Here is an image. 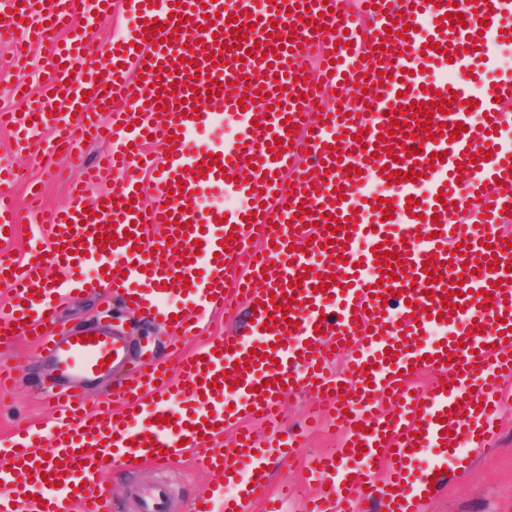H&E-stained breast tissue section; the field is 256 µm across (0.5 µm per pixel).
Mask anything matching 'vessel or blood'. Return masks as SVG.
<instances>
[{"mask_svg": "<svg viewBox=\"0 0 512 512\" xmlns=\"http://www.w3.org/2000/svg\"><path fill=\"white\" fill-rule=\"evenodd\" d=\"M343 2L130 0L127 32L100 64L93 31L77 21L84 0H0L1 31L53 45L48 93L14 87L25 104L8 117L18 149L45 130L56 151L78 153L88 136L108 145L71 185L74 205L40 213L49 234L33 262L0 251L10 288L0 342L36 335L61 378L126 371L98 404L61 393L50 453L18 426L14 448L0 456V512H112L108 471L187 452L199 468L236 477L233 494L216 486L190 512H248L259 500L264 512H282L261 470L266 449L297 445L282 438L279 420L298 391L323 395L324 415L345 432L334 453L308 465L320 491L307 512H356L375 498L411 512L449 459L494 436L501 383L512 376V282L492 267L512 261L497 230L512 207V77L478 97L472 88L494 67V47L512 45V0H353L349 10ZM453 11L464 22L449 28ZM154 19L165 29L146 36ZM236 30L241 47L227 50ZM273 49L280 55L271 61ZM186 57L187 73L177 72ZM364 73L367 93L356 84ZM324 88L335 100L313 115ZM435 95L454 103L432 114V139L409 156L405 136L420 124L386 129ZM473 98L477 107L467 108ZM99 106L111 111L110 125L100 124ZM227 119L231 140L194 142ZM168 137V157L146 153L149 141ZM200 162L206 173L196 172ZM145 169L154 174L149 206L138 189ZM398 170L418 176L391 180ZM116 171L124 179L114 194L85 207L87 185ZM15 179L0 167V241L17 224ZM207 190L242 204L203 208ZM383 199L393 218L378 211ZM332 217L341 230H328ZM380 250L393 253L391 266L377 263ZM89 264L97 276L87 286L100 303L148 311L172 335L196 339L203 320L241 303L251 309L249 330L207 338L173 360L146 346L128 366L127 344L107 324L59 326L44 272L56 268L70 283ZM332 275L337 283L327 284ZM341 353L348 362L338 375L330 366ZM426 369L448 387L412 392L414 372ZM255 417L270 428L265 441L240 427ZM228 427L232 446L217 447Z\"/></svg>", "mask_w": 512, "mask_h": 512, "instance_id": "obj_1", "label": "vessel or blood"}]
</instances>
